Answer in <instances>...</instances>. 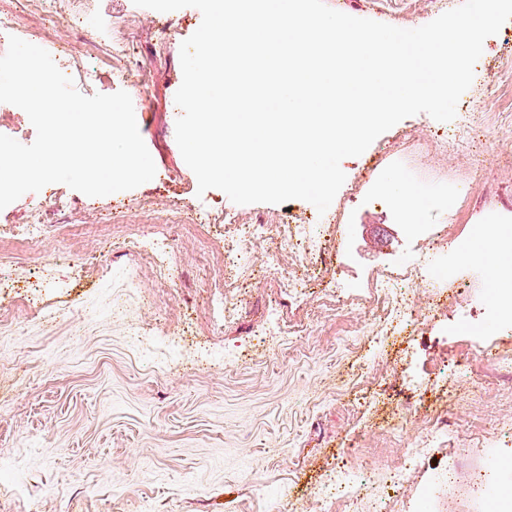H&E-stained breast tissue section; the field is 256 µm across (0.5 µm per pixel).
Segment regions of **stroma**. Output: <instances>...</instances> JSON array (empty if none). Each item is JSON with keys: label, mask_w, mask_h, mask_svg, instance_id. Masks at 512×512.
Masks as SVG:
<instances>
[{"label": "stroma", "mask_w": 512, "mask_h": 512, "mask_svg": "<svg viewBox=\"0 0 512 512\" xmlns=\"http://www.w3.org/2000/svg\"><path fill=\"white\" fill-rule=\"evenodd\" d=\"M356 18L413 29L463 0H325ZM92 24L122 22L143 67L130 75L139 133L156 166L139 187L89 197L53 183L0 210V256L12 260L0 290V512H348L315 496L322 474L347 456L367 481L368 512L407 446L447 418L448 440L419 461L391 512H491L471 483L491 456L512 483V326L476 300L481 264L446 251L442 294L432 312L381 344L368 331L384 315L329 298L340 278L356 288L368 273L401 263L414 241L409 218L388 193L401 181L419 205L416 221L450 231L462 246L485 249L483 227L512 226V19L489 36L474 79L459 101L472 115L460 140L420 113L342 160L345 189L325 213L311 203L238 205L216 188L199 191L175 138L181 111L180 46L201 12H158L133 0H89ZM361 200L348 208L347 189ZM72 203L50 233L16 239L38 207ZM221 214L235 224H275L287 216L325 224V261L308 272L299 296L285 295L263 271L276 232L253 246L255 271L240 275L236 321L220 320L206 278L223 247L221 224H186L185 211ZM170 225L173 285L159 283L131 247ZM349 259L337 264V248ZM139 298H127L130 282ZM302 328L287 345L263 336L268 312ZM153 339L132 341L129 323ZM422 378L408 387L411 373ZM458 459L454 483L444 468Z\"/></svg>", "instance_id": "obj_1"}]
</instances>
